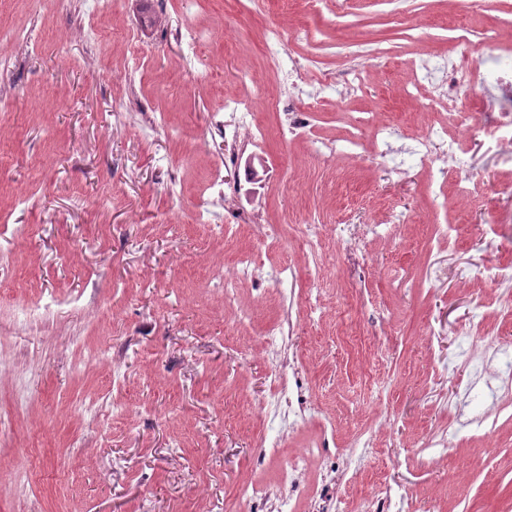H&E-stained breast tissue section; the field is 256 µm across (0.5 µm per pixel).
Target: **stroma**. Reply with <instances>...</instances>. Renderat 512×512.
I'll list each match as a JSON object with an SVG mask.
<instances>
[{
	"label": "stroma",
	"instance_id": "stroma-1",
	"mask_svg": "<svg viewBox=\"0 0 512 512\" xmlns=\"http://www.w3.org/2000/svg\"><path fill=\"white\" fill-rule=\"evenodd\" d=\"M468 3L349 0L330 17L305 0H201L214 39L189 60L172 36L177 0H101L93 18L86 0H0L12 58L0 70V512H227L256 488L268 512H313L323 492L332 512H361L381 476L390 512H512V396L475 429L491 401L471 360L478 312L512 357V312L488 269L512 263V167L463 141L470 191L449 185L434 210L409 157L439 120L404 94L413 61L456 52L463 27L470 62L491 54L481 33L502 4ZM272 25L308 31L335 78L369 73L363 92L327 90L307 142L284 140L267 108L281 94V60L262 42ZM244 84L269 137L240 168L239 201L277 226L273 244L246 228L225 241L220 205L214 223L194 221L227 148L216 111ZM364 112L387 143L365 130L359 158L317 151ZM147 115L162 119L149 136ZM393 210L406 221L389 229ZM309 220L338 227L315 257L294 234ZM437 224L454 227L440 247ZM244 248L256 266L290 267L294 287L245 285L240 317L212 272H233ZM285 311L294 331L275 353L263 332ZM340 319L365 343L336 334ZM278 357L297 365L311 421L263 409ZM326 425L329 447L280 484L264 445L294 456ZM442 433L448 453L429 461L423 445Z\"/></svg>",
	"mask_w": 512,
	"mask_h": 512
}]
</instances>
